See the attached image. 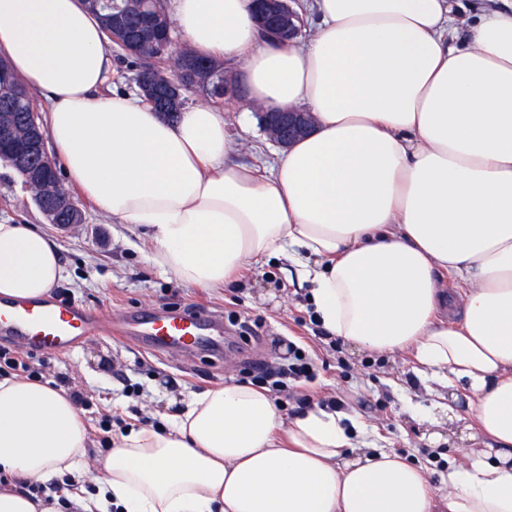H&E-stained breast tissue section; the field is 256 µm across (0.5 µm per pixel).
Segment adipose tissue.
Returning a JSON list of instances; mask_svg holds the SVG:
<instances>
[{"label":"adipose tissue","instance_id":"ef3b65f1","mask_svg":"<svg viewBox=\"0 0 512 512\" xmlns=\"http://www.w3.org/2000/svg\"><path fill=\"white\" fill-rule=\"evenodd\" d=\"M312 32L261 37L253 0H170L199 54L242 63L251 111L312 112L273 172L229 160L223 110L164 119L105 92L112 52L81 0H0V55L49 103L67 178L113 223L145 228L152 262L221 288L282 259L330 336L410 351L420 379L472 394V447L439 486L355 412L284 418L236 381L188 392L161 430L127 425L83 486L82 409L45 382L0 379V512H63L16 489L71 476L72 512H512V0H303ZM63 276L55 244L0 223V297Z\"/></svg>","mask_w":512,"mask_h":512}]
</instances>
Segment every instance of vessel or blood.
Returning <instances> with one entry per match:
<instances>
[{"label": "vessel or blood", "instance_id": "b4317fda", "mask_svg": "<svg viewBox=\"0 0 512 512\" xmlns=\"http://www.w3.org/2000/svg\"><path fill=\"white\" fill-rule=\"evenodd\" d=\"M108 327L102 316L79 305H63L48 298L0 301V343L36 352L69 349ZM119 331L141 349L175 353L185 359L201 350L214 354L222 350L223 338L216 316L204 309L185 312L144 307L123 319Z\"/></svg>", "mask_w": 512, "mask_h": 512}]
</instances>
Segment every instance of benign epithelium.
<instances>
[{
    "mask_svg": "<svg viewBox=\"0 0 512 512\" xmlns=\"http://www.w3.org/2000/svg\"><path fill=\"white\" fill-rule=\"evenodd\" d=\"M255 18L261 34H270L280 42H288L301 33L300 27L295 24L300 16L290 0H255ZM203 83L196 57L190 55L179 75L162 74L152 88L143 86L139 93L155 103L158 111L169 112L179 106L183 92L194 90ZM219 94L223 99L243 96L241 79L233 74L225 75L224 86L219 88ZM259 117L269 139L281 147L288 146L292 140L309 132L314 125L312 113L298 110L261 112ZM47 140L48 133L44 128H32L27 135L21 137L16 135L11 124L0 122V158L30 178L48 179L55 171V163L47 153ZM59 211L81 213L71 197H52L46 200L44 213Z\"/></svg>",
    "mask_w": 512,
    "mask_h": 512,
    "instance_id": "7a95c632",
    "label": "benign epithelium"
}]
</instances>
